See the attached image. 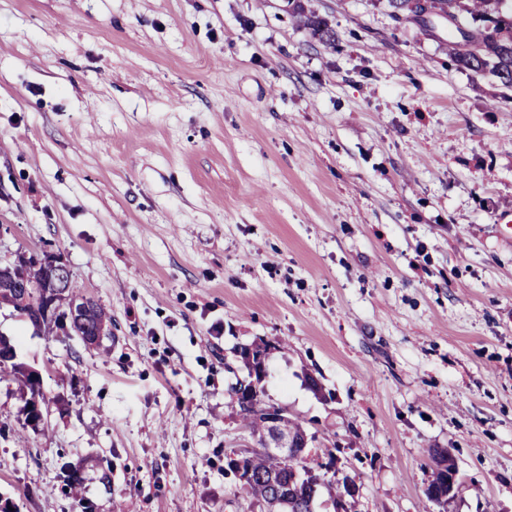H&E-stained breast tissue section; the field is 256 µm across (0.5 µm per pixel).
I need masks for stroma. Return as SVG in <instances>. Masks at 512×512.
<instances>
[{
    "mask_svg": "<svg viewBox=\"0 0 512 512\" xmlns=\"http://www.w3.org/2000/svg\"><path fill=\"white\" fill-rule=\"evenodd\" d=\"M449 44L386 0H0V254L112 317L89 347L0 307L46 397L34 429L0 382V507L266 512L227 471L263 338L347 512H512V90ZM300 22L312 31L314 36L325 42L335 41V32L329 26L328 22L314 13H305L303 9H299L296 15Z\"/></svg>",
    "mask_w": 512,
    "mask_h": 512,
    "instance_id": "obj_1",
    "label": "stroma"
}]
</instances>
